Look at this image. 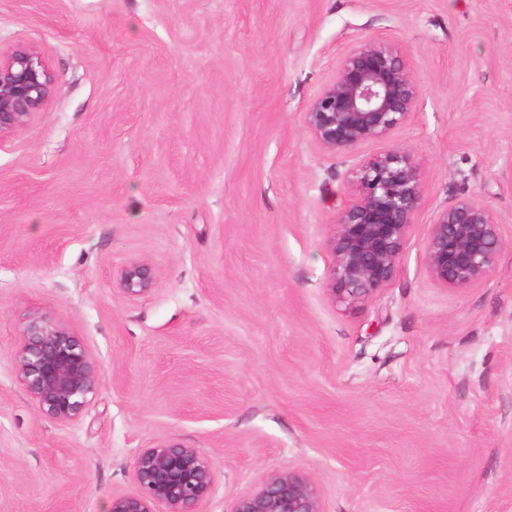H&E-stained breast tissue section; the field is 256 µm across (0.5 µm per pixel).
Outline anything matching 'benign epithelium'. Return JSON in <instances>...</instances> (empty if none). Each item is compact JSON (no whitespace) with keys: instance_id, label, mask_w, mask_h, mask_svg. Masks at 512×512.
Returning a JSON list of instances; mask_svg holds the SVG:
<instances>
[{"instance_id":"obj_1","label":"benign epithelium","mask_w":512,"mask_h":512,"mask_svg":"<svg viewBox=\"0 0 512 512\" xmlns=\"http://www.w3.org/2000/svg\"><path fill=\"white\" fill-rule=\"evenodd\" d=\"M54 93L51 72L37 47L20 41L0 51V139L44 111ZM419 100L417 81L402 49L381 37L360 39L337 58L330 78L303 113L304 126L323 150L355 155L368 143H386L410 121ZM349 199L336 214L330 240L335 261L328 292L350 306L378 296L393 280L420 205L423 181L413 156L396 148L359 157L348 170ZM505 246L500 220L488 206L460 197L438 211L425 243L430 277L447 288H474L494 274ZM154 269L131 263L118 283L129 297L147 293ZM15 367L45 417L66 425L96 395L102 374L80 337L49 312L25 321ZM136 491L115 495L107 512H199L213 489L209 458L196 448L162 443L138 452ZM230 512H324L308 476L286 470L239 496Z\"/></svg>"}]
</instances>
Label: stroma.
Segmentation results:
<instances>
[{"label":"stroma","mask_w":512,"mask_h":512,"mask_svg":"<svg viewBox=\"0 0 512 512\" xmlns=\"http://www.w3.org/2000/svg\"><path fill=\"white\" fill-rule=\"evenodd\" d=\"M372 36L418 83L389 145L424 189L388 288L348 308L328 288L351 161L303 114ZM22 40L55 90L0 140V512H106L162 443L210 458L200 512L288 469L324 512H512V249L466 289L424 255L463 195L512 240V0H0V47ZM133 262L156 273L135 298ZM35 311L101 369L68 425L15 369ZM156 279L154 269L144 263H131L119 273L118 283L129 297H138L147 293Z\"/></svg>","instance_id":"stroma-1"}]
</instances>
